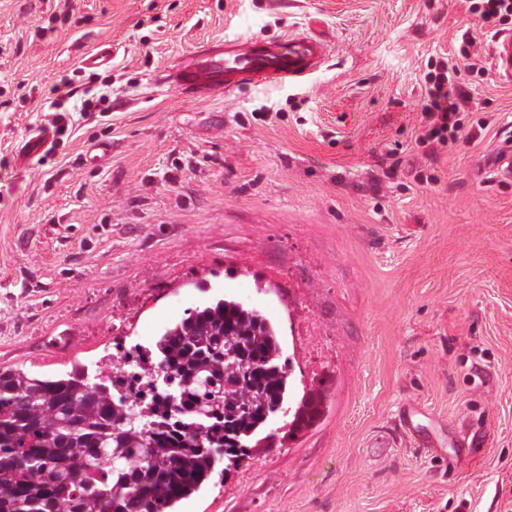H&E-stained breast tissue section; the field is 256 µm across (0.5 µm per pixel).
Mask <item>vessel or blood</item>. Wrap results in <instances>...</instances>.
I'll use <instances>...</instances> for the list:
<instances>
[{"label":"vessel or blood","instance_id":"obj_1","mask_svg":"<svg viewBox=\"0 0 512 512\" xmlns=\"http://www.w3.org/2000/svg\"><path fill=\"white\" fill-rule=\"evenodd\" d=\"M494 70L500 80L512 83V30L495 33L490 48ZM328 60L327 48L307 35H285L277 39L248 36L228 39L202 50L167 70L165 78L183 90L234 91L244 86L298 83ZM491 173L501 183L512 182V150H498Z\"/></svg>","mask_w":512,"mask_h":512}]
</instances>
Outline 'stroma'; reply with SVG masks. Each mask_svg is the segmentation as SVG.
<instances>
[{"mask_svg":"<svg viewBox=\"0 0 512 512\" xmlns=\"http://www.w3.org/2000/svg\"><path fill=\"white\" fill-rule=\"evenodd\" d=\"M289 33L328 48L303 85L162 79ZM468 33L490 63L465 0H0V367H96L228 296L274 320L324 413L293 436L277 420L272 449L178 512H512V185L488 168L512 85L460 70L495 123L415 142L426 64ZM102 44L111 67L81 70ZM67 82L70 135L24 157ZM88 96L106 111L79 116ZM412 408L437 447L405 432Z\"/></svg>","mask_w":512,"mask_h":512,"instance_id":"obj_1","label":"stroma"}]
</instances>
